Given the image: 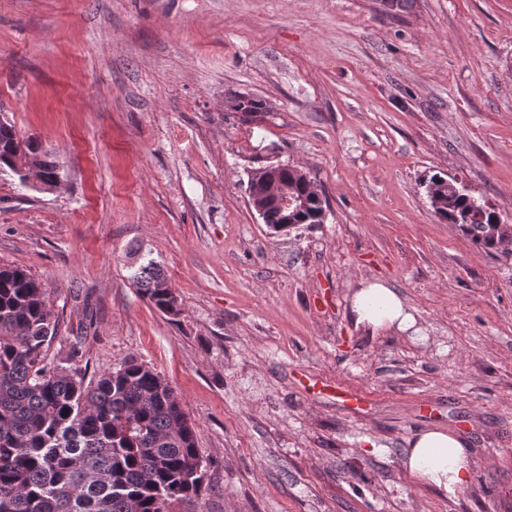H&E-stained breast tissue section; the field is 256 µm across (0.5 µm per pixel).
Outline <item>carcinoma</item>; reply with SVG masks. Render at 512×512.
Returning a JSON list of instances; mask_svg holds the SVG:
<instances>
[{
	"label": "carcinoma",
	"instance_id": "obj_1",
	"mask_svg": "<svg viewBox=\"0 0 512 512\" xmlns=\"http://www.w3.org/2000/svg\"><path fill=\"white\" fill-rule=\"evenodd\" d=\"M22 154L39 157L47 180L55 162L39 145L0 124V169L24 179ZM307 199L295 224H318L322 212L311 181L277 167ZM440 220L459 225L487 251L512 241V225L457 183L437 175ZM141 294L163 313H180L178 297L150 258L132 274ZM58 322L42 285L26 269L0 265V512H171L201 494L207 463L181 398L159 372L134 356L87 379L76 347L49 358Z\"/></svg>",
	"mask_w": 512,
	"mask_h": 512
}]
</instances>
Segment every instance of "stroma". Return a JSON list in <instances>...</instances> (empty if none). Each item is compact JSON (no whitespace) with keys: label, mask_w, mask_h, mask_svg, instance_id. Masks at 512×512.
Listing matches in <instances>:
<instances>
[{"label":"stroma","mask_w":512,"mask_h":512,"mask_svg":"<svg viewBox=\"0 0 512 512\" xmlns=\"http://www.w3.org/2000/svg\"><path fill=\"white\" fill-rule=\"evenodd\" d=\"M0 110L63 175L0 172V263L42 284L51 355L79 347L92 377L133 355L176 390L207 481L173 512H512V254L422 185L512 224V0H0ZM271 159L315 179L323 223H262ZM146 257L179 315L132 283ZM375 278L426 342L354 328ZM427 426L469 441L455 498L400 466ZM430 185L435 186L437 206L430 200L436 217L448 224H458L463 234L487 251H499V246L512 241V225L502 224L500 215L474 196L466 193L462 185L437 175L425 181L426 193ZM471 215L468 219L467 217ZM496 221V223H495ZM501 221V223H500Z\"/></svg>","instance_id":"35a3bbf8"}]
</instances>
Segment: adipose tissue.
Here are the masks:
<instances>
[{
  "label": "adipose tissue",
  "mask_w": 512,
  "mask_h": 512,
  "mask_svg": "<svg viewBox=\"0 0 512 512\" xmlns=\"http://www.w3.org/2000/svg\"><path fill=\"white\" fill-rule=\"evenodd\" d=\"M350 314L355 327L370 333L421 332L405 298L381 280L360 283L351 296ZM400 465L418 482L450 497L468 485L472 476L465 439L439 427L423 428L408 438Z\"/></svg>",
  "instance_id": "ef3b65f1"
}]
</instances>
